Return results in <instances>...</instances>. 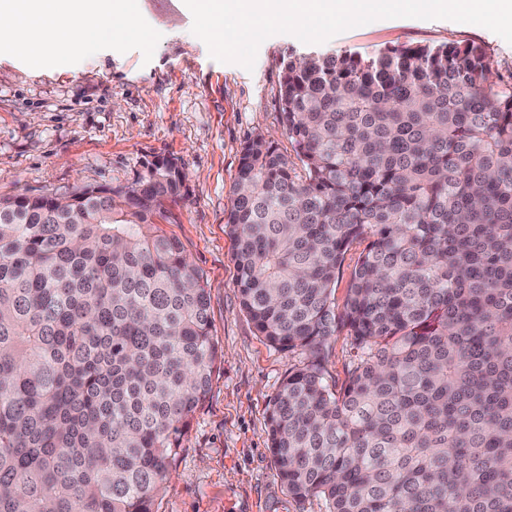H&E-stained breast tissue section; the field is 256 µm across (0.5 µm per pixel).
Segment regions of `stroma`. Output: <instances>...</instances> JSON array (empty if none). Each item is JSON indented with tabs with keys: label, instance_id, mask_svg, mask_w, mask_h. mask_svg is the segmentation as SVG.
<instances>
[{
	"label": "stroma",
	"instance_id": "stroma-1",
	"mask_svg": "<svg viewBox=\"0 0 512 512\" xmlns=\"http://www.w3.org/2000/svg\"><path fill=\"white\" fill-rule=\"evenodd\" d=\"M137 3L142 36L113 38L84 58L52 49L35 70L0 53V198L122 188L155 160L176 158L184 187L160 227L204 277L221 360L152 512H326L321 498L288 493L267 444L269 402L301 357L258 336L240 304L225 214L241 145L262 135L291 153L279 100L289 54L475 42L507 81L512 44L474 24L381 19L320 44L271 36L248 71L210 57L184 0Z\"/></svg>",
	"mask_w": 512,
	"mask_h": 512
}]
</instances>
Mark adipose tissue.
<instances>
[{
  "label": "adipose tissue",
  "instance_id": "adipose-tissue-1",
  "mask_svg": "<svg viewBox=\"0 0 512 512\" xmlns=\"http://www.w3.org/2000/svg\"><path fill=\"white\" fill-rule=\"evenodd\" d=\"M116 33L141 35L136 0H0V49L35 67L50 47L80 57Z\"/></svg>",
  "mask_w": 512,
  "mask_h": 512
}]
</instances>
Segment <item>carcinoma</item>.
I'll return each mask as SVG.
<instances>
[{"instance_id":"carcinoma-1","label":"carcinoma","mask_w":512,"mask_h":512,"mask_svg":"<svg viewBox=\"0 0 512 512\" xmlns=\"http://www.w3.org/2000/svg\"><path fill=\"white\" fill-rule=\"evenodd\" d=\"M490 75L476 43L290 55L301 168L263 136L241 148V306L305 355L269 450L327 512H512V81ZM183 181L162 158L110 197L0 199V512H151L164 489L218 362L203 276L155 225ZM367 242L368 241L365 240L354 243L345 255L339 278L336 280V284L332 293V299L336 305L337 311H341L343 308L353 268L360 252L365 248ZM353 354L351 337L346 329H343L331 339L328 362L326 363V378L330 385L336 384L337 388L346 377V366Z\"/></svg>"}]
</instances>
